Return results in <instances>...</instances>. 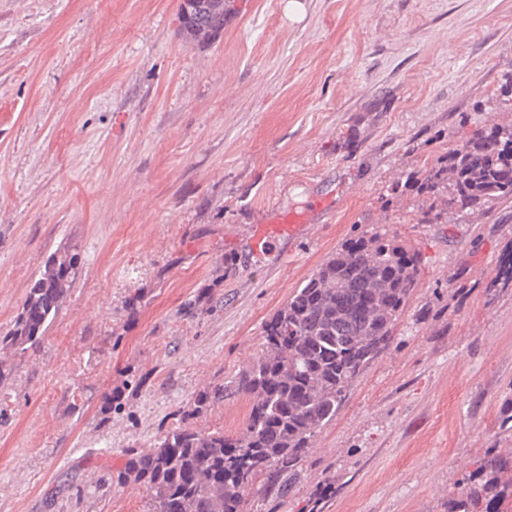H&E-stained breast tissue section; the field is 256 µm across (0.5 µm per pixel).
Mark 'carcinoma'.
I'll return each mask as SVG.
<instances>
[{
    "label": "carcinoma",
    "mask_w": 512,
    "mask_h": 512,
    "mask_svg": "<svg viewBox=\"0 0 512 512\" xmlns=\"http://www.w3.org/2000/svg\"><path fill=\"white\" fill-rule=\"evenodd\" d=\"M224 0L187 5L183 30L209 41L224 30ZM431 200L417 218L440 224L446 214L485 213L512 201V127L487 121L447 156L406 181ZM78 272V254L53 252L35 278L0 347H37ZM418 254L396 237L375 233L346 241L289 296L267 322L261 354L226 384L197 393L146 453L130 452L107 481L146 488L150 512H241L242 493L264 478L285 497L302 478L317 430L332 422L353 381L388 347L397 317L416 288ZM494 286L512 288V255ZM231 396L248 399L242 436L194 428L189 420ZM448 512H503L512 504V453L494 448L476 471L458 480Z\"/></svg>",
    "instance_id": "obj_1"
}]
</instances>
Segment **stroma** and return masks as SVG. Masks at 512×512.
Here are the masks:
<instances>
[{
	"mask_svg": "<svg viewBox=\"0 0 512 512\" xmlns=\"http://www.w3.org/2000/svg\"><path fill=\"white\" fill-rule=\"evenodd\" d=\"M302 2L293 17L240 0L202 44L180 0H0V331L50 254L79 256L40 345L0 355V512H149L145 487L104 476L375 232L420 258L389 347L317 432L302 483L282 500L251 487L243 512H447L488 449H512V288L493 285L512 202L421 224L422 197L392 191L463 143L461 113L512 126V0ZM316 201L309 235L251 251L253 225ZM246 410L234 397L192 424L238 435Z\"/></svg>",
	"mask_w": 512,
	"mask_h": 512,
	"instance_id": "obj_1",
	"label": "stroma"
}]
</instances>
